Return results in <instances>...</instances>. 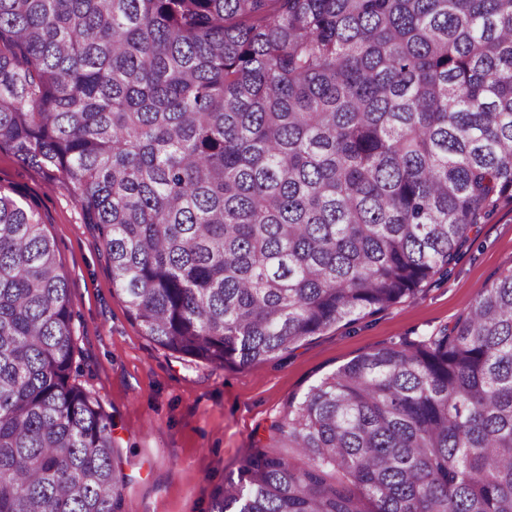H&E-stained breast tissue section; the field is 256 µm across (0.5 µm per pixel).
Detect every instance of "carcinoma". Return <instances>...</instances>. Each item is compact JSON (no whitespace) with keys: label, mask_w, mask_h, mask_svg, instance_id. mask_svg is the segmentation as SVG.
I'll return each mask as SVG.
<instances>
[{"label":"carcinoma","mask_w":512,"mask_h":512,"mask_svg":"<svg viewBox=\"0 0 512 512\" xmlns=\"http://www.w3.org/2000/svg\"><path fill=\"white\" fill-rule=\"evenodd\" d=\"M160 346L249 366L448 269L512 201V0H0V146ZM67 276L0 187V512H121ZM213 512H512V270L325 375Z\"/></svg>","instance_id":"carcinoma-1"}]
</instances>
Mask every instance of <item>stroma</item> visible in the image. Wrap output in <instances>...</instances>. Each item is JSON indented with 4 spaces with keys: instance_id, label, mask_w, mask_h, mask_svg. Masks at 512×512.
Returning a JSON list of instances; mask_svg holds the SVG:
<instances>
[{
    "instance_id": "obj_1",
    "label": "stroma",
    "mask_w": 512,
    "mask_h": 512,
    "mask_svg": "<svg viewBox=\"0 0 512 512\" xmlns=\"http://www.w3.org/2000/svg\"><path fill=\"white\" fill-rule=\"evenodd\" d=\"M0 187L36 210L68 278L80 383L113 418L128 476L122 512H211L215 491L309 387L362 353L452 325L481 288L512 268V203L494 207L477 242L410 297L309 338L257 365L190 364L159 346L112 288L103 247L61 174L0 148Z\"/></svg>"
}]
</instances>
